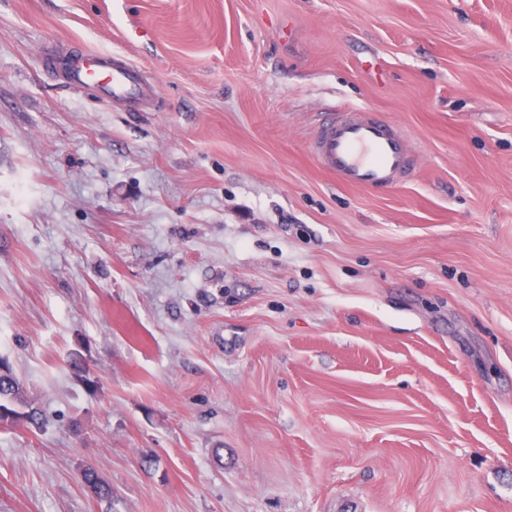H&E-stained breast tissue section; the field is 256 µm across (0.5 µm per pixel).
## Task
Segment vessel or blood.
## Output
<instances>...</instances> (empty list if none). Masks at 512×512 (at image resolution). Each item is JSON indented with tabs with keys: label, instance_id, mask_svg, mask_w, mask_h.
Masks as SVG:
<instances>
[{
	"label": "vessel or blood",
	"instance_id": "1",
	"mask_svg": "<svg viewBox=\"0 0 512 512\" xmlns=\"http://www.w3.org/2000/svg\"><path fill=\"white\" fill-rule=\"evenodd\" d=\"M76 88L95 87L112 100H134L144 92L138 68L119 58L87 53L70 61L65 75ZM316 163L343 184L388 189L412 171L408 135L366 107L329 114L311 143Z\"/></svg>",
	"mask_w": 512,
	"mask_h": 512
}]
</instances>
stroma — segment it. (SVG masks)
Wrapping results in <instances>:
<instances>
[{
  "instance_id": "1",
  "label": "stroma",
  "mask_w": 512,
  "mask_h": 512,
  "mask_svg": "<svg viewBox=\"0 0 512 512\" xmlns=\"http://www.w3.org/2000/svg\"><path fill=\"white\" fill-rule=\"evenodd\" d=\"M0 361V512H512V0H0ZM107 54H83L70 60L66 81L76 88L96 87L111 100H136L144 92L140 70L131 63ZM310 149L319 167L350 186L388 189L412 172L408 135L367 107L329 114ZM0 366L8 371V375L0 373V408L12 411L16 416L15 420H22L30 425L39 426L43 419L41 410L33 404L22 400L20 386L16 377L8 366L1 365V363ZM4 401L6 403H3ZM14 404H22L25 409L21 412L13 407ZM81 479L84 481L85 487L92 494V496H94L100 502L109 501L111 503L112 490L109 485L99 476L97 471L90 467L85 468L83 474H81Z\"/></svg>"
}]
</instances>
